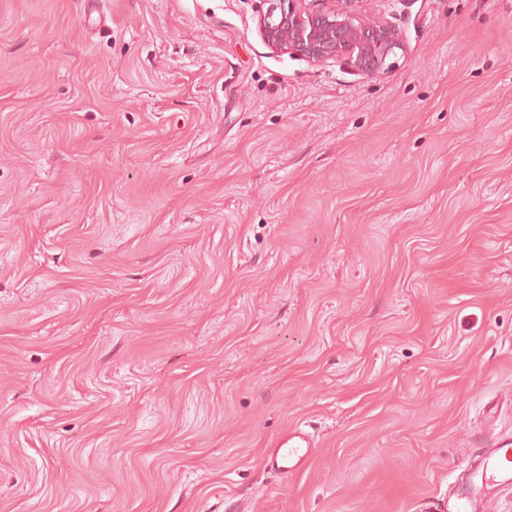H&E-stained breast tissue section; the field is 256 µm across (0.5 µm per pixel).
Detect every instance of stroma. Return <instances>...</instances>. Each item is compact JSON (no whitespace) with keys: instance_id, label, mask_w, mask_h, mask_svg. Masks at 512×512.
<instances>
[{"instance_id":"stroma-1","label":"stroma","mask_w":512,"mask_h":512,"mask_svg":"<svg viewBox=\"0 0 512 512\" xmlns=\"http://www.w3.org/2000/svg\"><path fill=\"white\" fill-rule=\"evenodd\" d=\"M266 8L0 0V512H430L512 438V0H366L373 77ZM307 434L298 428L274 438L265 448L263 461L268 471L288 479L307 468L311 454Z\"/></svg>"}]
</instances>
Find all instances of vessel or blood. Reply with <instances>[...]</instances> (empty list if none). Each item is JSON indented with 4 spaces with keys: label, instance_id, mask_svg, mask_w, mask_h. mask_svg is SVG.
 <instances>
[{
    "label": "vessel or blood",
    "instance_id": "b4317fda",
    "mask_svg": "<svg viewBox=\"0 0 512 512\" xmlns=\"http://www.w3.org/2000/svg\"><path fill=\"white\" fill-rule=\"evenodd\" d=\"M311 444L301 429H293L274 438L263 456L268 471L285 479L307 468ZM471 476L470 489L444 505V512H475L474 501L486 487L512 488V443L499 442L482 451L480 457L468 458L465 465Z\"/></svg>",
    "mask_w": 512,
    "mask_h": 512
}]
</instances>
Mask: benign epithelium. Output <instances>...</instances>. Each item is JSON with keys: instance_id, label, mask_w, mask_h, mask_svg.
<instances>
[{"instance_id": "benign-epithelium-1", "label": "benign epithelium", "mask_w": 512, "mask_h": 512, "mask_svg": "<svg viewBox=\"0 0 512 512\" xmlns=\"http://www.w3.org/2000/svg\"><path fill=\"white\" fill-rule=\"evenodd\" d=\"M259 31L276 52L297 53L312 63L342 58L356 72H387L402 49L395 30L360 20L363 0H267Z\"/></svg>"}]
</instances>
